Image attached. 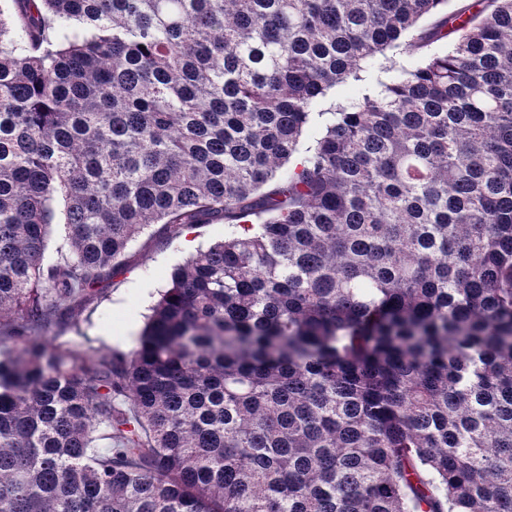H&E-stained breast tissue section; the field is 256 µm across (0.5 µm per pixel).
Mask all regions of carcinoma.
Wrapping results in <instances>:
<instances>
[{
	"label": "carcinoma",
	"instance_id": "1",
	"mask_svg": "<svg viewBox=\"0 0 512 512\" xmlns=\"http://www.w3.org/2000/svg\"><path fill=\"white\" fill-rule=\"evenodd\" d=\"M12 2L0 512H512V0ZM221 221L131 352L53 342Z\"/></svg>",
	"mask_w": 512,
	"mask_h": 512
}]
</instances>
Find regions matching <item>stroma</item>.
<instances>
[{
	"mask_svg": "<svg viewBox=\"0 0 512 512\" xmlns=\"http://www.w3.org/2000/svg\"><path fill=\"white\" fill-rule=\"evenodd\" d=\"M226 232L220 222L191 230L147 227L129 244L118 271L75 307L71 326L58 333L60 342H82L91 354L129 353L173 268L195 250L222 241Z\"/></svg>",
	"mask_w": 512,
	"mask_h": 512,
	"instance_id": "stroma-1",
	"label": "stroma"
}]
</instances>
